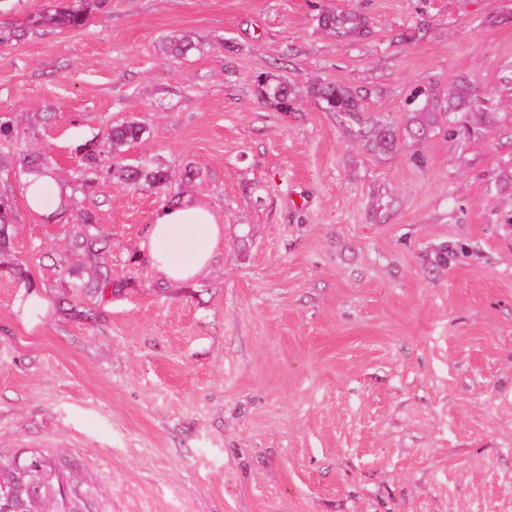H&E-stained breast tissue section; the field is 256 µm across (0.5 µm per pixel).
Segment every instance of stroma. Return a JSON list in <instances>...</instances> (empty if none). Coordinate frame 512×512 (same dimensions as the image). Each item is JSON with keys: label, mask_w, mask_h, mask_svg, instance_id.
I'll return each mask as SVG.
<instances>
[{"label": "stroma", "mask_w": 512, "mask_h": 512, "mask_svg": "<svg viewBox=\"0 0 512 512\" xmlns=\"http://www.w3.org/2000/svg\"><path fill=\"white\" fill-rule=\"evenodd\" d=\"M64 6L0 0V450L62 454L93 512H512V0H104L36 24ZM348 13L361 31L321 23ZM129 120L143 139L111 152ZM382 124L398 149L370 145ZM141 162L224 226L196 281L151 265ZM67 2L68 4L64 9L55 10V15L42 16L35 19L36 24L40 25L45 21L68 23L74 26L85 24L88 20V6L85 0H70ZM257 84L258 95L280 112H292L297 96L286 81L274 75H261ZM311 91L322 100L329 112L355 115L360 110L357 97L350 90L340 85L331 83L314 84ZM126 179L134 186L147 185L156 190L165 191L169 182V174L160 167H149L142 164H132L126 169ZM50 179L45 174H31L25 180V197L34 210L43 209V196L50 184Z\"/></svg>", "instance_id": "obj_1"}]
</instances>
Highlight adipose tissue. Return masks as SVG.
<instances>
[{
	"instance_id": "1",
	"label": "adipose tissue",
	"mask_w": 512,
	"mask_h": 512,
	"mask_svg": "<svg viewBox=\"0 0 512 512\" xmlns=\"http://www.w3.org/2000/svg\"><path fill=\"white\" fill-rule=\"evenodd\" d=\"M223 234V226L207 207L190 203L164 206L155 216L146 246L161 276L186 282L208 270L213 247Z\"/></svg>"
}]
</instances>
